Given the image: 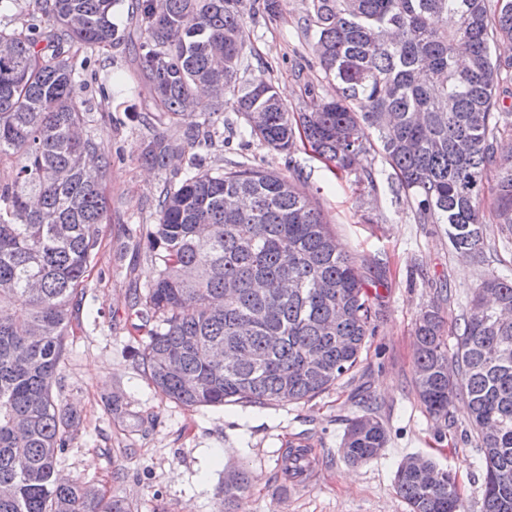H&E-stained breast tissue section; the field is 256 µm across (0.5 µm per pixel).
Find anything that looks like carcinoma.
Wrapping results in <instances>:
<instances>
[{
  "label": "carcinoma",
  "instance_id": "cac0c4a2",
  "mask_svg": "<svg viewBox=\"0 0 512 512\" xmlns=\"http://www.w3.org/2000/svg\"><path fill=\"white\" fill-rule=\"evenodd\" d=\"M25 27L0 28V512H129L119 498L63 480L58 456L78 419L53 386L67 352L105 222L110 161L81 127L71 48L121 40L120 0H44ZM139 66L152 130L142 160L159 169L208 148L219 117L194 120L208 90L265 147L300 141L338 172L372 179L368 156L392 168L418 222L448 225L458 253L485 255L482 208L512 235V128L497 96L512 84V0H307L304 34L336 97L291 112L273 83L242 79L248 16L275 18L278 0H134ZM189 121L186 140L157 132ZM499 162L496 182L488 167ZM146 233L154 276L131 315L134 350L165 398L185 407L308 401L350 373L369 333L360 266L294 179L261 166L204 169L198 154L161 190ZM414 386L427 413L448 420L464 396L484 468L481 512H512V279L486 275L448 349L433 303L415 322ZM383 424L352 419L348 462L380 456ZM410 512H464L455 478L409 456L395 474ZM244 473L224 483L238 512Z\"/></svg>",
  "mask_w": 512,
  "mask_h": 512
}]
</instances>
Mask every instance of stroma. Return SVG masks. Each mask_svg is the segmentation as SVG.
Wrapping results in <instances>:
<instances>
[{"instance_id": "35a3bbf8", "label": "stroma", "mask_w": 512, "mask_h": 512, "mask_svg": "<svg viewBox=\"0 0 512 512\" xmlns=\"http://www.w3.org/2000/svg\"><path fill=\"white\" fill-rule=\"evenodd\" d=\"M305 15V0H280L277 17L246 19V75L271 80L290 110L311 112L335 88L302 32ZM76 53L90 60L80 94L91 108L85 132L111 166L103 181L108 218L98 227L97 254L54 388L80 419L59 458L61 474L90 481L131 512H224V481L238 468L248 478L243 512H409L394 477L407 456L420 455L451 470L467 512H481L484 472L467 400L457 398L447 420L427 414L413 384V328L421 309L435 302L455 323L486 274L512 279V238L489 226L484 259L460 256L446 225L418 223L414 202L396 192L381 157L371 160L373 184L352 174L338 178L305 150L288 157L247 141L243 118L225 111L224 135L204 150L205 167L295 169L300 187L362 267L374 332L359 365L311 400L183 407L155 390L133 356L140 335L129 314L135 292L153 275L145 234L157 221V195L187 161L157 170L139 160L151 135L138 119L146 91L137 42ZM105 112L116 123H104ZM367 410L386 430L385 448L353 465L342 438L350 420ZM295 448L307 454L299 477L281 467Z\"/></svg>"}]
</instances>
